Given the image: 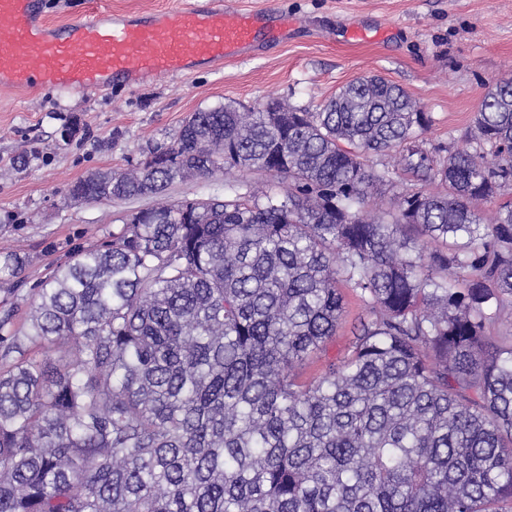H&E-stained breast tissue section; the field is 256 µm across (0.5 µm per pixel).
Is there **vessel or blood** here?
<instances>
[{"label":"vessel or blood","instance_id":"b4317fda","mask_svg":"<svg viewBox=\"0 0 512 512\" xmlns=\"http://www.w3.org/2000/svg\"><path fill=\"white\" fill-rule=\"evenodd\" d=\"M286 14L245 10L236 0H187L150 15L99 9L62 26L47 23L40 0H0V86L97 94L139 86L195 65L222 67L258 38L281 41Z\"/></svg>","mask_w":512,"mask_h":512}]
</instances>
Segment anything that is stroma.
Returning a JSON list of instances; mask_svg holds the SVG:
<instances>
[{"instance_id":"1","label":"stroma","mask_w":512,"mask_h":512,"mask_svg":"<svg viewBox=\"0 0 512 512\" xmlns=\"http://www.w3.org/2000/svg\"><path fill=\"white\" fill-rule=\"evenodd\" d=\"M286 13L287 40L264 41L222 69L162 76L102 95L0 87V258L14 254L19 278H0V315L27 320L37 287L73 249L108 239L138 200L81 204L70 187L92 173L135 167L170 144L192 112L229 100L276 98L318 111L342 86L378 74L428 112L427 143L465 145L489 85L512 76V0H241ZM262 175L216 172L172 185L171 199L223 197L229 185ZM362 313L349 297L335 336L303 367L320 375L339 359Z\"/></svg>"}]
</instances>
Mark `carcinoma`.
<instances>
[{
  "label": "carcinoma",
  "mask_w": 512,
  "mask_h": 512,
  "mask_svg": "<svg viewBox=\"0 0 512 512\" xmlns=\"http://www.w3.org/2000/svg\"><path fill=\"white\" fill-rule=\"evenodd\" d=\"M430 122L359 78L317 112L200 110L73 185L155 202L58 264L22 327L0 318V512H512V200L481 209L512 186V77L472 144L427 147ZM222 170L277 187L167 200ZM401 174L435 189L376 208ZM345 287L367 316L302 382Z\"/></svg>",
  "instance_id": "carcinoma-1"
}]
</instances>
